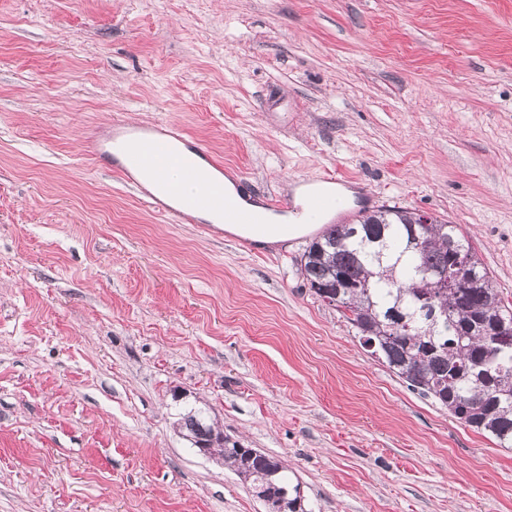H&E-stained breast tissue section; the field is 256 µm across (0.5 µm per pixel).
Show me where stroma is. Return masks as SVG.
I'll return each instance as SVG.
<instances>
[{
  "instance_id": "1",
  "label": "stroma",
  "mask_w": 512,
  "mask_h": 512,
  "mask_svg": "<svg viewBox=\"0 0 512 512\" xmlns=\"http://www.w3.org/2000/svg\"><path fill=\"white\" fill-rule=\"evenodd\" d=\"M116 116L447 219L512 307V0H0V512H268L191 410L306 512H512V448L371 356L311 236L167 223L87 156ZM183 421V428L187 435L193 439L210 436L215 431L214 427L207 422L201 412L190 411L183 417ZM214 450H219L220 457L224 458V466L235 471L244 481L250 482L255 491L264 488L256 491L257 494L261 492L264 497L272 499L281 494L284 488H288L281 495V510L277 512H304L300 488L291 485L281 460L263 452L254 455L251 448H240L236 443L230 447L227 437L224 438V446H217ZM287 501L291 510L285 506Z\"/></svg>"
}]
</instances>
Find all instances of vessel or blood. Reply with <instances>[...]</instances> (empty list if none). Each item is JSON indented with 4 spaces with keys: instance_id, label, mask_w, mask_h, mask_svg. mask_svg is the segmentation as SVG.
I'll use <instances>...</instances> for the list:
<instances>
[{
    "instance_id": "obj_1",
    "label": "vessel or blood",
    "mask_w": 512,
    "mask_h": 512,
    "mask_svg": "<svg viewBox=\"0 0 512 512\" xmlns=\"http://www.w3.org/2000/svg\"><path fill=\"white\" fill-rule=\"evenodd\" d=\"M88 153L123 182L133 184L139 174H148L155 187L142 189V199L172 223L197 224L207 214L221 224H263L268 214L288 211L291 206L288 197L281 195L246 204V176H238L233 188H226L219 178L223 161L192 142L185 130L163 122L131 124L114 119L108 132L92 139ZM175 165L182 167L186 179L197 182V191L185 194L173 184L170 169ZM320 180L321 188L307 197L306 222L319 223L330 212L349 218L344 201L330 190L340 181L337 173L324 172Z\"/></svg>"
}]
</instances>
